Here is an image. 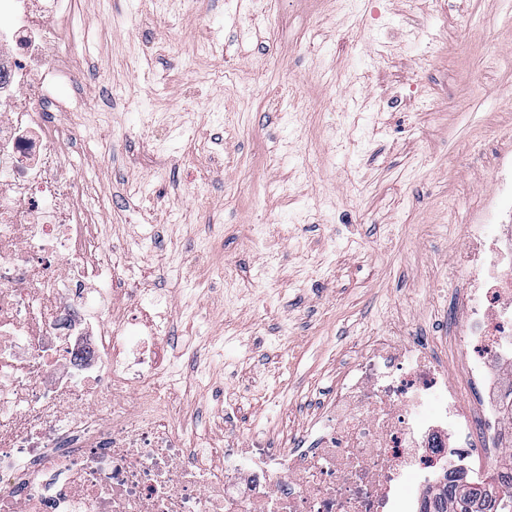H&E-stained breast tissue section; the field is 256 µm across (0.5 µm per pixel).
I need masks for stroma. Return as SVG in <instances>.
<instances>
[{"mask_svg": "<svg viewBox=\"0 0 512 512\" xmlns=\"http://www.w3.org/2000/svg\"><path fill=\"white\" fill-rule=\"evenodd\" d=\"M58 24L67 146L138 267L117 313L166 302L167 399L198 437L228 415L240 442L297 434L392 329L461 384L457 256L512 156V0H70Z\"/></svg>", "mask_w": 512, "mask_h": 512, "instance_id": "stroma-1", "label": "stroma"}]
</instances>
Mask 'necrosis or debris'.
I'll return each instance as SVG.
<instances>
[{"label":"necrosis or debris","mask_w":512,"mask_h":512,"mask_svg":"<svg viewBox=\"0 0 512 512\" xmlns=\"http://www.w3.org/2000/svg\"><path fill=\"white\" fill-rule=\"evenodd\" d=\"M65 0H0V512H420L449 460L512 450V224H470L462 405L441 359L370 337L308 424V447L253 434L188 447L168 407L156 305L113 320L115 265L56 123L72 67Z\"/></svg>","instance_id":"1"}]
</instances>
